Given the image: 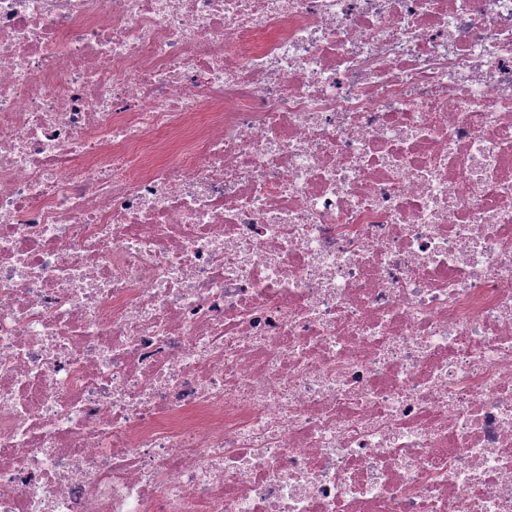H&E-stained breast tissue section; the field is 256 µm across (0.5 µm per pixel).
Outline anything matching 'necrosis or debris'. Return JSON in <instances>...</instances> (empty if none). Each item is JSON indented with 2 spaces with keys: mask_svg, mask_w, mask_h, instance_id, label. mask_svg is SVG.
Listing matches in <instances>:
<instances>
[{
  "mask_svg": "<svg viewBox=\"0 0 512 512\" xmlns=\"http://www.w3.org/2000/svg\"><path fill=\"white\" fill-rule=\"evenodd\" d=\"M0 512H512V0H0Z\"/></svg>",
  "mask_w": 512,
  "mask_h": 512,
  "instance_id": "necrosis-or-debris-1",
  "label": "necrosis or debris"
}]
</instances>
